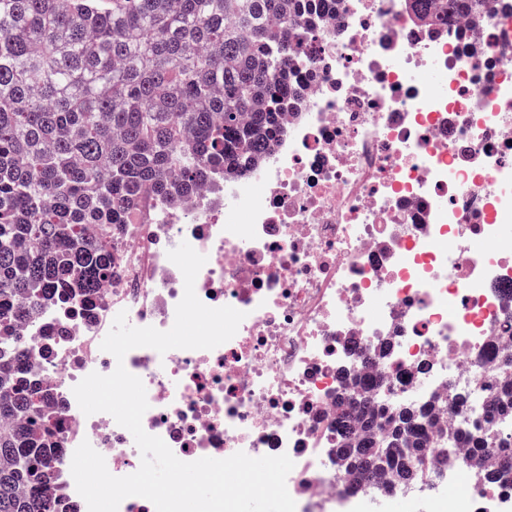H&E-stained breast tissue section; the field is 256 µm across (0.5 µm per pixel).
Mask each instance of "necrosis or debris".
<instances>
[{"instance_id":"4bbe7bcc","label":"necrosis or debris","mask_w":512,"mask_h":512,"mask_svg":"<svg viewBox=\"0 0 512 512\" xmlns=\"http://www.w3.org/2000/svg\"><path fill=\"white\" fill-rule=\"evenodd\" d=\"M286 135L244 177L217 175L178 204L143 195L112 234V277L76 307L51 304L20 328L56 417L55 456L82 441L112 475L134 473L131 433L84 415L73 387L124 364L149 408L144 430L182 461L288 455L296 512H379L432 500L436 512H512V473L480 477L456 443L426 462L458 493L416 482L366 484L336 464L339 373L377 372L449 432L512 447V414L487 424L482 394L500 377L512 334V10L427 26L413 0H334L296 75ZM207 261L195 292L245 312L211 350L141 347L123 361L100 348L115 316L169 330L184 294L169 250ZM389 357L366 363L381 343ZM468 393L449 410L450 391Z\"/></svg>"}]
</instances>
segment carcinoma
Listing matches in <instances>:
<instances>
[{"mask_svg": "<svg viewBox=\"0 0 512 512\" xmlns=\"http://www.w3.org/2000/svg\"><path fill=\"white\" fill-rule=\"evenodd\" d=\"M325 0H0V512H54L64 471L47 393L18 324L112 278V225L147 192L177 201L243 174L282 141L296 53ZM476 15L488 0H441ZM380 375L337 396L342 474L405 484L430 450L427 411L388 418ZM512 411V379L486 400ZM480 471L512 453L477 446Z\"/></svg>", "mask_w": 512, "mask_h": 512, "instance_id": "obj_1", "label": "carcinoma"}]
</instances>
